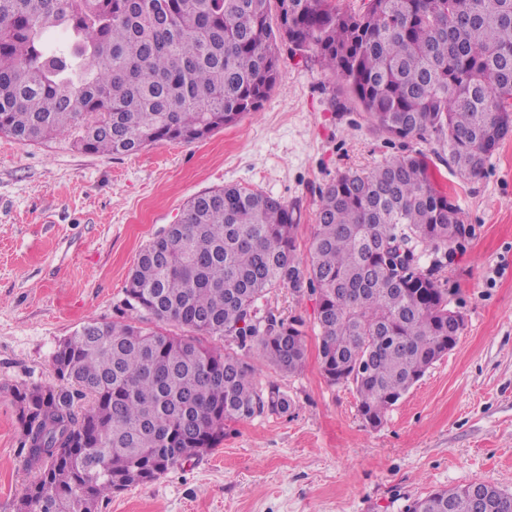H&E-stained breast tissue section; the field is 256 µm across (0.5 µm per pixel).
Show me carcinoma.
Returning a JSON list of instances; mask_svg holds the SVG:
<instances>
[{"label":"carcinoma","mask_w":512,"mask_h":512,"mask_svg":"<svg viewBox=\"0 0 512 512\" xmlns=\"http://www.w3.org/2000/svg\"><path fill=\"white\" fill-rule=\"evenodd\" d=\"M338 2L0 0V134L112 155L201 141L260 110L285 42L340 80L336 111L361 109L390 141L434 139L462 177L481 176L512 137V0ZM300 220L297 205L224 186L139 251L125 288L139 318L90 320L61 342L52 363L69 388L15 389L19 454L39 472L17 512H95L217 447L227 423L288 413L278 385L255 387V360L285 373L306 361L303 324L260 315L275 288L317 295L326 380L352 384L366 425L382 424L465 329L438 264L422 261L461 236L459 209L408 152L321 190L304 259ZM226 336L250 358L206 342ZM483 488L492 512H512V493ZM470 489L432 490L405 512H478Z\"/></svg>","instance_id":"obj_1"}]
</instances>
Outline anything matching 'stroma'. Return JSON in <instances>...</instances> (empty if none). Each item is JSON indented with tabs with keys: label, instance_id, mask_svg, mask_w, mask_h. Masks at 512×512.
Segmentation results:
<instances>
[{
	"label": "stroma",
	"instance_id": "35a3bbf8",
	"mask_svg": "<svg viewBox=\"0 0 512 512\" xmlns=\"http://www.w3.org/2000/svg\"><path fill=\"white\" fill-rule=\"evenodd\" d=\"M279 64L261 110L202 141L112 156L0 135V512H16L37 476L18 454L15 388L57 385L53 354L84 322L128 319L140 249L191 197L236 184L299 204L303 257L321 188L409 150L427 155L466 228L439 273L465 318L456 346L372 428L355 388L322 374L315 297L273 289L261 312L302 321L307 361L292 374L261 365L256 384H277L292 411L229 424L217 448L96 512H404L438 488L512 492V139L466 180L436 140L391 143L364 113L335 111L334 78L315 59L283 44Z\"/></svg>",
	"mask_w": 512,
	"mask_h": 512
}]
</instances>
